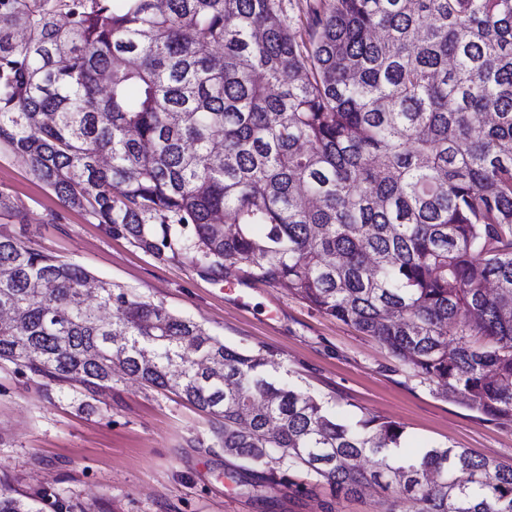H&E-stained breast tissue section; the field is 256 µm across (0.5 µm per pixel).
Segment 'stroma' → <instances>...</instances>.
I'll return each instance as SVG.
<instances>
[{"label":"stroma","mask_w":512,"mask_h":512,"mask_svg":"<svg viewBox=\"0 0 512 512\" xmlns=\"http://www.w3.org/2000/svg\"><path fill=\"white\" fill-rule=\"evenodd\" d=\"M0 193L19 209L0 232L203 324L226 344L260 350L341 418L405 425L409 450L444 444L512 464V424L489 420L412 376L375 338L325 316L286 286L241 272L215 280L189 259H155L71 209L25 162L0 148ZM237 459L215 445L211 418L180 397L122 378L88 393L46 387L0 362V486L17 496L53 488L74 512H384L387 493L337 499L326 488L279 487L250 498L228 479Z\"/></svg>","instance_id":"35a3bbf8"}]
</instances>
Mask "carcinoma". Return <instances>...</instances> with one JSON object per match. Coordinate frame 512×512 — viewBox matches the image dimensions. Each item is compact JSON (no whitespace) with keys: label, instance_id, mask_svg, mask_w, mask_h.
Here are the masks:
<instances>
[{"label":"carcinoma","instance_id":"obj_1","mask_svg":"<svg viewBox=\"0 0 512 512\" xmlns=\"http://www.w3.org/2000/svg\"><path fill=\"white\" fill-rule=\"evenodd\" d=\"M0 145L153 257L286 282L512 422V0H312L302 29L278 0H0ZM91 279L0 234V361L179 395L252 497L512 512V466L407 454L400 423L337 418L260 350L107 282L85 303ZM39 499L1 487L0 512H67Z\"/></svg>","mask_w":512,"mask_h":512}]
</instances>
